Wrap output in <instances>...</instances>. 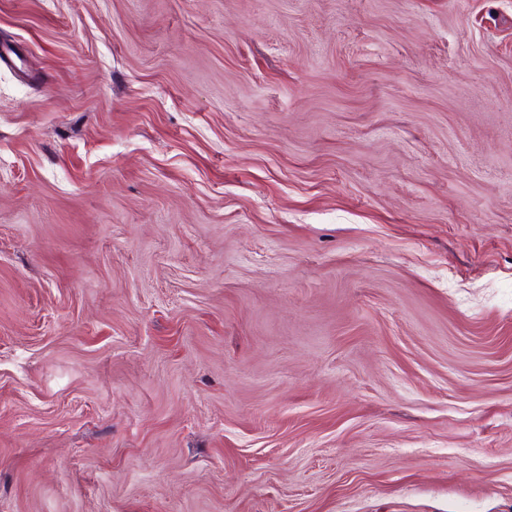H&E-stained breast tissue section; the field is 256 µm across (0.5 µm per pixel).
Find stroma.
<instances>
[{
    "instance_id": "1",
    "label": "stroma",
    "mask_w": 512,
    "mask_h": 512,
    "mask_svg": "<svg viewBox=\"0 0 512 512\" xmlns=\"http://www.w3.org/2000/svg\"><path fill=\"white\" fill-rule=\"evenodd\" d=\"M0 512H512V0H0Z\"/></svg>"
}]
</instances>
